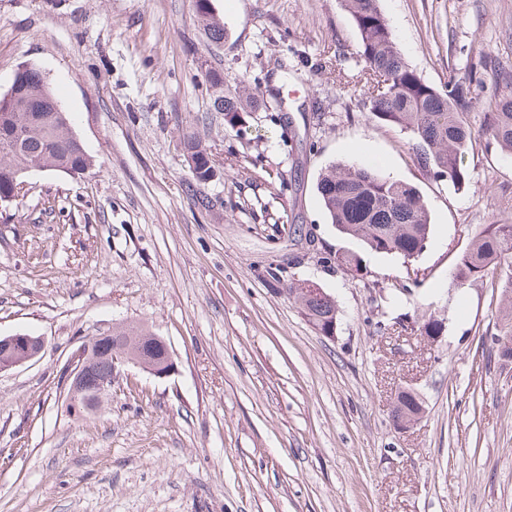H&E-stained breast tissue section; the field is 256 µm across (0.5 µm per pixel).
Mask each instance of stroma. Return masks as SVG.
<instances>
[{
    "instance_id": "1",
    "label": "stroma",
    "mask_w": 512,
    "mask_h": 512,
    "mask_svg": "<svg viewBox=\"0 0 512 512\" xmlns=\"http://www.w3.org/2000/svg\"><path fill=\"white\" fill-rule=\"evenodd\" d=\"M211 7L219 45L195 0H0V93L42 71L95 163L31 171L0 208V336L46 340L0 373V512H512V363L488 354L507 302L491 277L452 278L476 233L512 224V154L482 133L499 86L474 88L459 187L370 118L344 0ZM378 8L429 84L512 70V0ZM209 70L260 100L244 125L212 111ZM189 134L210 153L203 183ZM334 163L419 190L418 258L367 253L359 277L330 263L348 245L316 193ZM305 280L335 299L334 336L295 303ZM113 324L148 326L176 369L117 368L102 410L71 411L69 356ZM405 387L425 412L402 429ZM182 144L190 161L194 178L198 182L209 180L212 176V165L206 146L193 134L184 137Z\"/></svg>"
}]
</instances>
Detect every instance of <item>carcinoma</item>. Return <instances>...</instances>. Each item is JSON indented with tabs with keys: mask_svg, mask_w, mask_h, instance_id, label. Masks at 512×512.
Instances as JSON below:
<instances>
[{
	"mask_svg": "<svg viewBox=\"0 0 512 512\" xmlns=\"http://www.w3.org/2000/svg\"><path fill=\"white\" fill-rule=\"evenodd\" d=\"M358 33V54L365 62L366 103L370 115L393 125L410 137L411 149L421 166L438 178L462 185L465 174L460 159L475 133L465 117L472 104L473 72H455L437 88L422 79L399 51L393 33L377 7V0H345ZM250 98L217 95L213 108L224 113L234 127L245 121ZM485 129L490 143L512 151V93L490 104ZM183 150L194 178L212 176L209 152L191 134ZM92 158L72 129L69 113L34 67L16 72L10 88L0 94V205L20 204L24 177L33 169L66 174L85 171ZM317 193L329 222L344 238L356 240L376 254L407 258L423 251L431 232L429 209L416 188L365 166L332 164L320 174ZM505 275L503 287L512 293V224H488L474 235L456 262V278L468 282L488 274ZM307 320L329 336L337 323L336 302L327 293H305L294 288ZM91 348L92 362L84 374L85 388L97 389L111 375V360L132 354L147 368L165 358L157 336L141 326L112 327ZM496 355L512 360V321L492 340ZM422 411L412 391L397 394L393 413L407 422Z\"/></svg>",
	"mask_w": 512,
	"mask_h": 512,
	"instance_id": "cac0c4a2",
	"label": "carcinoma"
}]
</instances>
